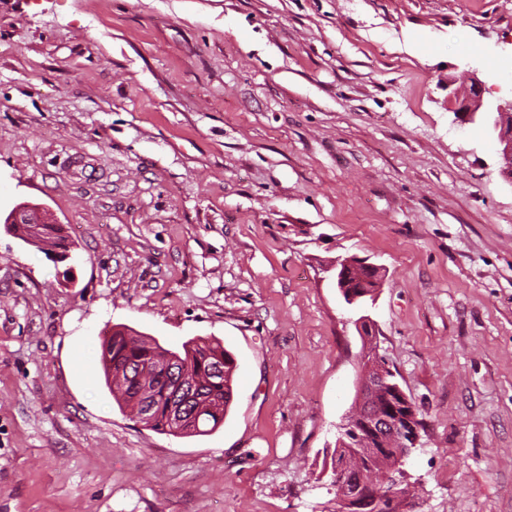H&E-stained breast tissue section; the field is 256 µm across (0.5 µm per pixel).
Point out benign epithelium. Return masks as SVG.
<instances>
[{"mask_svg": "<svg viewBox=\"0 0 512 512\" xmlns=\"http://www.w3.org/2000/svg\"><path fill=\"white\" fill-rule=\"evenodd\" d=\"M448 103L455 120L464 124L479 121L497 136L500 145V171L512 182V101L484 103L483 83L473 77L465 95L458 88H448ZM45 223L47 220L38 209L24 206L14 208L3 221L5 231L16 238L24 234V228H29L30 233L34 234L40 231ZM336 269L337 288L349 305L360 298V294L351 287V276L362 269L381 272L379 266L357 257L336 259ZM362 376L364 386L358 392L357 404L341 427L350 435L364 440V452L368 455L379 454V445L386 446L392 440L397 441L400 448L394 461L383 470L382 487L360 483L354 496L339 499V503L342 504L341 510L374 512L373 507L382 498L390 501L395 512H407L412 507V502L409 499L408 472L402 468V463L419 442V424L414 406L378 350H373L371 360L367 362ZM379 387L390 399V404L384 410L374 413L370 410V404L374 389ZM168 413L172 430L179 431L187 421L184 405L172 402L169 404Z\"/></svg>", "mask_w": 512, "mask_h": 512, "instance_id": "1", "label": "benign epithelium"}]
</instances>
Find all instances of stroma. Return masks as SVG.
I'll return each mask as SVG.
<instances>
[{
	"mask_svg": "<svg viewBox=\"0 0 512 512\" xmlns=\"http://www.w3.org/2000/svg\"><path fill=\"white\" fill-rule=\"evenodd\" d=\"M498 66L512 0H0V212L40 208L73 255L0 226V512H336L362 350L340 256L384 269L419 512H512V183L448 109L472 74L512 98ZM116 325L219 340L223 425L120 409ZM336 284L345 302L348 305L354 304L361 296L356 293L349 282L351 276L361 270L366 269L371 272H376L379 275L381 268L373 263H369L368 259H361L357 257H345L336 259Z\"/></svg>",
	"mask_w": 512,
	"mask_h": 512,
	"instance_id": "obj_1",
	"label": "stroma"
}]
</instances>
